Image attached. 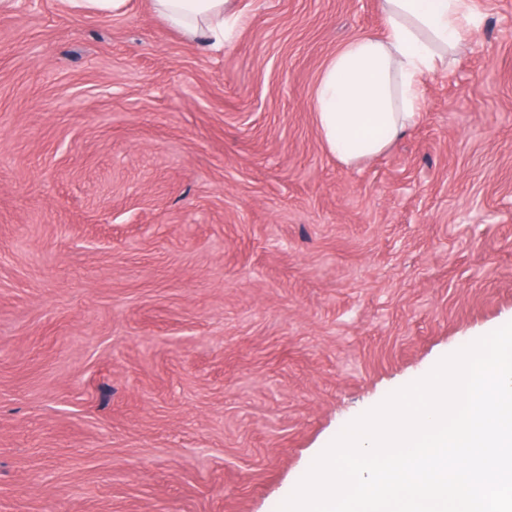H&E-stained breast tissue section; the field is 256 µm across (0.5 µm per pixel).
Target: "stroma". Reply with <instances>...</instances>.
I'll list each match as a JSON object with an SVG mask.
<instances>
[{
	"label": "stroma",
	"mask_w": 512,
	"mask_h": 512,
	"mask_svg": "<svg viewBox=\"0 0 512 512\" xmlns=\"http://www.w3.org/2000/svg\"><path fill=\"white\" fill-rule=\"evenodd\" d=\"M0 0V512H277L353 420L512 322V0L358 166L310 102L378 0ZM164 22L185 36L200 37L209 47L224 46L239 23L232 0H153Z\"/></svg>",
	"instance_id": "35a3bbf8"
}]
</instances>
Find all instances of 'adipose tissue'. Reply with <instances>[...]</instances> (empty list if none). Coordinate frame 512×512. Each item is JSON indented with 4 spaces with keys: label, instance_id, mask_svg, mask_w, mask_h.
Here are the masks:
<instances>
[{
    "label": "adipose tissue",
    "instance_id": "adipose-tissue-1",
    "mask_svg": "<svg viewBox=\"0 0 512 512\" xmlns=\"http://www.w3.org/2000/svg\"><path fill=\"white\" fill-rule=\"evenodd\" d=\"M232 0H153L185 36L223 46L239 23ZM386 33L354 37L326 63L312 97L327 150L354 167L380 155L421 117L427 75L447 68L477 18L468 0H380Z\"/></svg>",
    "mask_w": 512,
    "mask_h": 512
}]
</instances>
